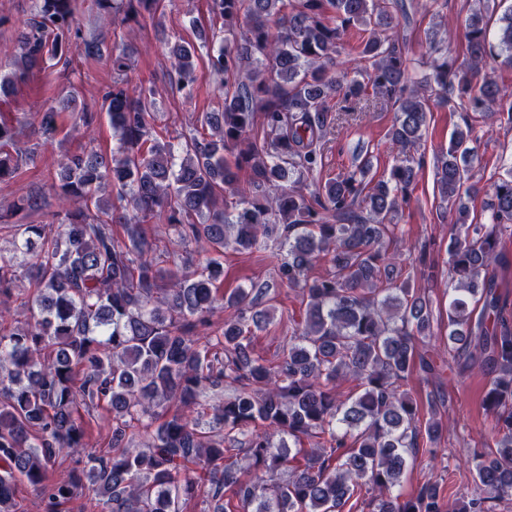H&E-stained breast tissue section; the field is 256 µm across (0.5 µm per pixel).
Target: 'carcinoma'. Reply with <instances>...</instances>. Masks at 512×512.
Wrapping results in <instances>:
<instances>
[{"mask_svg": "<svg viewBox=\"0 0 512 512\" xmlns=\"http://www.w3.org/2000/svg\"><path fill=\"white\" fill-rule=\"evenodd\" d=\"M224 20V46L208 65L224 75L222 111L198 122L174 161L173 146L151 135L153 90L124 78L128 48L112 45V88L101 109L116 150L93 147L57 163L50 189L58 200L46 224H8L24 259L0 254V304L17 283L36 285L30 316L0 328V512H17L20 486L41 512H68L84 491L100 512H181L183 500L215 503L212 512H343L359 491L371 512H493L512 496V322L494 264L507 265L512 236V164L485 190L488 223H467L475 127L488 111L512 127V91L481 74L488 58L512 65V11L487 36L480 12L464 24L466 52L448 61L437 46L432 81L413 80L408 45L397 27L405 0H211ZM162 0H95L105 20L154 19ZM77 0H36L13 47L17 69L0 75V101L45 58L66 59L77 29ZM363 35L359 57L331 68L346 34ZM177 91L196 82L197 49H171ZM370 61L361 67L360 61ZM457 92L462 124L435 161L440 204L456 215L448 237V349L458 373L493 374L482 400L497 452L474 455L475 495L445 501L437 484L393 493L419 455L436 456L447 401L433 358L419 348L431 331V298L409 288L414 271L435 281L438 261L421 245L412 261L390 251L402 241L392 223L419 168L407 156L426 129L428 100ZM396 112L388 139L402 158L378 180L369 156L326 181L319 178L326 138L354 125L374 103ZM70 97L38 113L42 139L21 141L25 122L0 116V183L33 165L68 121ZM248 173V188L240 172ZM116 200H103L105 187ZM240 208L220 206L224 192ZM165 219L181 263L153 255L145 225ZM124 229L114 236L113 225ZM271 241L278 277L297 289L305 316L293 321L275 365L254 354L252 338L270 320L273 285L253 282L224 295V249L250 251ZM330 270L311 271L320 260ZM225 312L217 334L202 338ZM435 384L430 417L407 392L414 377ZM356 382L345 396L340 382ZM228 392L199 421L204 388ZM112 417L108 448L89 441L91 409ZM143 427L138 442L128 434ZM322 440L317 448L304 441ZM79 458L62 468L65 453ZM250 460L239 466L237 453Z\"/></svg>", "mask_w": 512, "mask_h": 512, "instance_id": "cac0c4a2", "label": "carcinoma"}]
</instances>
